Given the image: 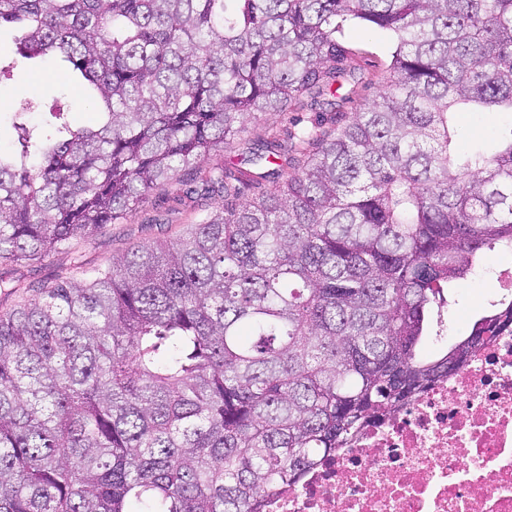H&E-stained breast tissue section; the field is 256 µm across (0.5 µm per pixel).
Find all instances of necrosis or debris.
<instances>
[{
	"label": "necrosis or debris",
	"mask_w": 512,
	"mask_h": 512,
	"mask_svg": "<svg viewBox=\"0 0 512 512\" xmlns=\"http://www.w3.org/2000/svg\"><path fill=\"white\" fill-rule=\"evenodd\" d=\"M268 512H512V332L270 495Z\"/></svg>",
	"instance_id": "1"
}]
</instances>
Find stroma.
I'll return each mask as SVG.
<instances>
[{"instance_id":"stroma-1","label":"stroma","mask_w":512,"mask_h":512,"mask_svg":"<svg viewBox=\"0 0 512 512\" xmlns=\"http://www.w3.org/2000/svg\"><path fill=\"white\" fill-rule=\"evenodd\" d=\"M14 36V29H0V55L15 57ZM342 41L352 54L354 71L351 76L338 80V89L331 97L332 110L314 108L313 96L307 93L287 113L258 115L236 139L232 149L202 158L196 167L197 173L237 164L247 156L249 148L283 138L288 132L333 136L337 119L352 117L360 103L377 95L380 78L396 46L392 33L366 30L356 24L345 28ZM15 59L11 77L0 76V147L11 145L9 107L23 97L57 100L65 119L73 125L91 126L97 122V113L93 112L82 85L71 78L67 64L53 59ZM510 129V112H461L457 115V146L463 151L478 146L490 153L499 136ZM182 190L177 177L159 184L132 217L79 235L68 248L57 250L41 261L0 260V313L12 310L27 299L37 285L49 286L79 277L106 265L114 255L156 241L175 239L206 214L222 210L226 203L221 195L197 204L180 203L176 197ZM495 291L494 278L476 276L459 281L449 289V335H468L474 317L486 309V299Z\"/></svg>"}]
</instances>
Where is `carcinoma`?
<instances>
[{
  "instance_id": "carcinoma-1",
  "label": "carcinoma",
  "mask_w": 512,
  "mask_h": 512,
  "mask_svg": "<svg viewBox=\"0 0 512 512\" xmlns=\"http://www.w3.org/2000/svg\"><path fill=\"white\" fill-rule=\"evenodd\" d=\"M353 21L396 48L329 139L253 152L187 194L233 201L0 313V512H265L361 428L512 330V299L442 335L445 291L512 253V129L457 153L454 112H512V0H0L27 59L77 71L99 120L0 150V260L135 212L351 70ZM253 189L243 196L242 188Z\"/></svg>"
}]
</instances>
